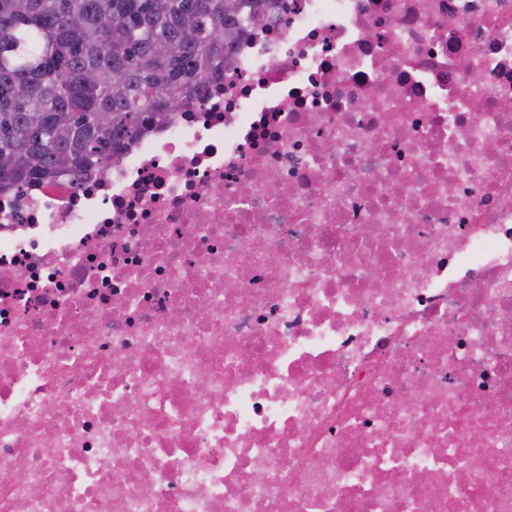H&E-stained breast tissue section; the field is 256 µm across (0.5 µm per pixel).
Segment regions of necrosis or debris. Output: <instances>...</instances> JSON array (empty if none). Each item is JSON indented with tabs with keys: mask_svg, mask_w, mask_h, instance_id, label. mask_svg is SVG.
Segmentation results:
<instances>
[{
	"mask_svg": "<svg viewBox=\"0 0 512 512\" xmlns=\"http://www.w3.org/2000/svg\"><path fill=\"white\" fill-rule=\"evenodd\" d=\"M509 101L512 0H278L1 192L0 512H512Z\"/></svg>",
	"mask_w": 512,
	"mask_h": 512,
	"instance_id": "4bbe7bcc",
	"label": "necrosis or debris"
}]
</instances>
